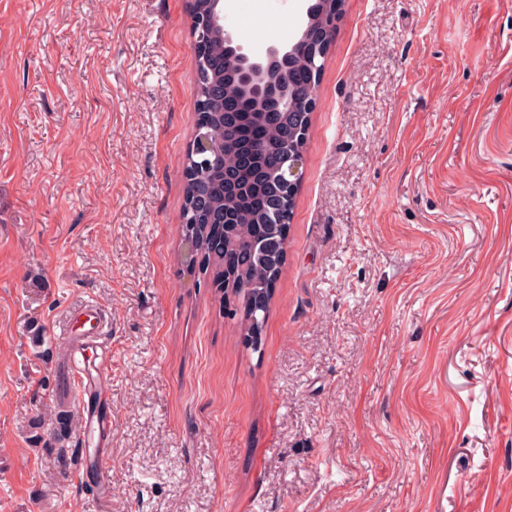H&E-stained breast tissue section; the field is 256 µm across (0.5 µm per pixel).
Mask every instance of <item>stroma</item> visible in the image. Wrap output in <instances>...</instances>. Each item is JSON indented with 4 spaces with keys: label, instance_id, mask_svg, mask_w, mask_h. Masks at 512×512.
Returning <instances> with one entry per match:
<instances>
[{
    "label": "stroma",
    "instance_id": "stroma-1",
    "mask_svg": "<svg viewBox=\"0 0 512 512\" xmlns=\"http://www.w3.org/2000/svg\"><path fill=\"white\" fill-rule=\"evenodd\" d=\"M316 96L254 347L181 256L188 0H0V512H512V0H343ZM110 366V355L107 351L103 352L100 361L93 369H89L85 364L82 365L81 362L75 366H68L62 373V390L68 396L78 394L80 399L82 395L88 396V399L101 395L104 392V381Z\"/></svg>",
    "mask_w": 512,
    "mask_h": 512
}]
</instances>
